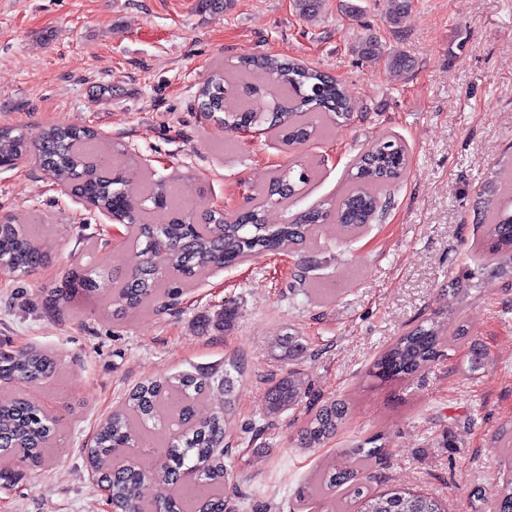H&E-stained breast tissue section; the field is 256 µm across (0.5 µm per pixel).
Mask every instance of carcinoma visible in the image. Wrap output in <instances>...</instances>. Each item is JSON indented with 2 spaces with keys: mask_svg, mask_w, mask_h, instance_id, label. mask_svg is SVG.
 Returning a JSON list of instances; mask_svg holds the SVG:
<instances>
[{
  "mask_svg": "<svg viewBox=\"0 0 512 512\" xmlns=\"http://www.w3.org/2000/svg\"><path fill=\"white\" fill-rule=\"evenodd\" d=\"M252 70L269 77L265 90L254 88L270 98L269 109L254 112L242 101L235 111H224L225 97L238 93L244 75ZM199 98L201 111L220 114L224 128L269 132L287 151L322 137L330 117L344 118L350 112L349 97L334 77L276 55L244 60L231 73L216 71L200 88ZM94 138L95 133L85 128L53 126L31 139L19 128L0 127V162L34 156L57 183L69 186L75 195L129 229L143 256L130 275L109 280L97 269L79 268L52 290L49 299V306L56 309L104 296L116 317L151 304L166 306L187 284L213 268L285 246H301L319 224L336 223L348 237L359 234L382 214L383 193L408 164L407 149L400 140L391 137L377 142L354 164L350 187L334 203L303 211L290 224H270L267 208L288 206L314 176L312 167L297 162L274 176L254 203L238 213L212 210L195 222L183 215L168 181L135 184L125 170L98 158L91 147ZM484 190L490 196L512 193V163L501 165ZM481 219L486 232L477 255L490 261L505 257L512 265V215L486 212ZM47 259V248L34 228L0 220L1 266L25 276ZM447 342L443 323L420 324L398 336L369 375L385 382L409 380L444 356ZM54 365V359L40 350L22 358L0 350V381L19 387L10 402H0V460L42 467L57 444L58 418L25 394L26 388L48 378ZM235 372L239 368L231 363L222 376L197 370L147 380L99 426L87 460L116 508L122 512H224V486L230 479L223 450L229 409L201 420L196 406L214 383L231 393ZM300 400L295 381L283 377L269 388L265 412L278 415ZM349 413L350 402L345 399L321 406L301 430L300 448L320 447L343 427ZM380 440L370 437L344 449L350 467L332 466L304 483L297 490L299 501L325 499L330 512H447L440 501L426 494L377 491L361 481L382 453ZM497 443L504 466L512 469V427L498 433ZM141 447L162 449L163 464L151 476L129 453ZM151 477L171 486L168 497L155 502L141 497L140 488ZM493 512H512V476L498 485Z\"/></svg>",
  "mask_w": 512,
  "mask_h": 512,
  "instance_id": "carcinoma-1",
  "label": "carcinoma"
}]
</instances>
